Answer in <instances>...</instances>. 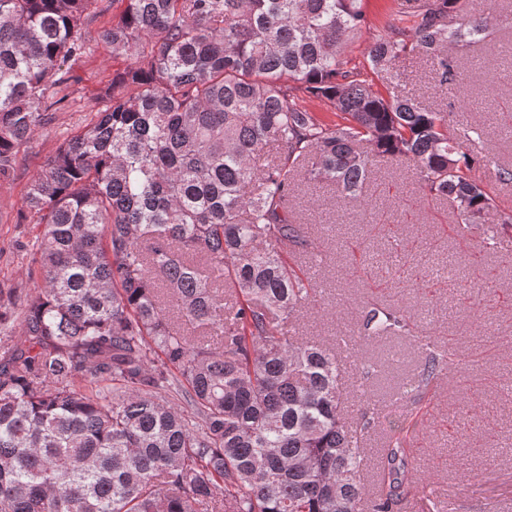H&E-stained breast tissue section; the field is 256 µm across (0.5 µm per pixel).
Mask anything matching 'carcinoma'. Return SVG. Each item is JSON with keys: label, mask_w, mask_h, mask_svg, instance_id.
<instances>
[{"label": "carcinoma", "mask_w": 512, "mask_h": 512, "mask_svg": "<svg viewBox=\"0 0 512 512\" xmlns=\"http://www.w3.org/2000/svg\"><path fill=\"white\" fill-rule=\"evenodd\" d=\"M98 2L0 0V175L64 102ZM113 2L100 42L134 63L32 177L35 286L0 289V512H392L405 440L366 498L336 352L289 336L319 295L288 262L310 246L289 201L300 165L359 200L386 159L459 224L492 209L486 159L461 149L482 134L390 88L409 53L460 87L458 52L503 19L390 0L369 33L364 0ZM361 326L405 324L371 304ZM448 360L429 354L419 384Z\"/></svg>", "instance_id": "1"}]
</instances>
